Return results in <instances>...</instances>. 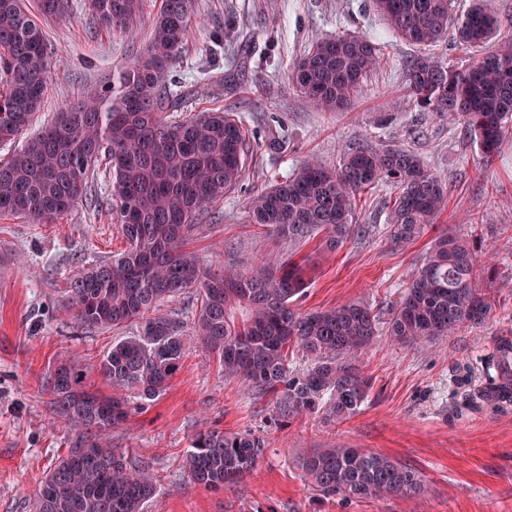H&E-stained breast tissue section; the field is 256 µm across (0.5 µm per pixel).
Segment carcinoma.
Segmentation results:
<instances>
[{
  "mask_svg": "<svg viewBox=\"0 0 512 512\" xmlns=\"http://www.w3.org/2000/svg\"><path fill=\"white\" fill-rule=\"evenodd\" d=\"M143 0H85L101 28L129 33ZM40 12L63 18L70 0H37ZM393 32L419 47L439 42L452 27L461 44L481 47L501 20L476 3L456 18L451 0H373ZM193 0H161L146 54L125 66L117 84L90 95L54 119L23 148L0 161V215L52 224L83 198L92 164L103 156L112 171L113 218L126 249L66 278L65 306L78 330L134 327L103 354L98 374L112 394L92 388L87 373L68 361L46 377L54 418L75 435L68 453L45 476L35 512H143L158 496L149 470L112 447V431L162 396L179 369L189 338L176 314L160 306L194 291L196 339L227 379L275 398L290 418L325 406L346 419L363 403L368 381L351 358L379 334L378 319L351 303L303 316L292 310L306 285L300 265L287 259L251 273L203 269L183 251L185 234L244 178L250 138L233 116L210 109L180 119L183 95L167 74L193 34ZM382 50L365 36L339 32L313 42L290 73L292 86L318 109H348ZM55 52L21 0H0V143L21 135L43 104ZM408 91L422 111L448 116L493 155L512 132V39L459 69L421 55L406 66ZM387 182L395 188L388 236L397 245L420 237L447 204V191L421 158L403 148L351 147L338 167L318 162L249 197L247 213L298 245L323 233L329 250L368 227L353 223L360 194ZM474 248L456 236L436 238L393 313L389 330L403 343L432 340L482 323L490 299L478 286ZM299 352L310 364L289 367ZM484 386L467 404L512 402V341L498 344ZM266 448L252 434L200 433L184 461L186 479L222 490L249 474ZM324 497H416L423 477L392 458L361 448H315L302 459Z\"/></svg>",
  "mask_w": 512,
  "mask_h": 512,
  "instance_id": "carcinoma-1",
  "label": "carcinoma"
}]
</instances>
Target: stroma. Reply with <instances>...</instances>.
I'll use <instances>...</instances> for the list:
<instances>
[{"instance_id": "obj_1", "label": "stroma", "mask_w": 512, "mask_h": 512, "mask_svg": "<svg viewBox=\"0 0 512 512\" xmlns=\"http://www.w3.org/2000/svg\"><path fill=\"white\" fill-rule=\"evenodd\" d=\"M160 0H145L133 32L95 29L84 0H71L62 20L39 22L56 53L44 103L25 136L0 143V160L19 150L56 113L112 84L143 54ZM197 27L171 65L167 83L181 91L209 79L208 96L187 100L184 117L221 108L247 128L250 149L241 185L193 227L184 251L202 266L223 261L244 272L293 258L307 288L293 306L310 313L362 302L381 330L354 364L369 381L352 416L326 420L322 412L279 421L271 395L225 379L213 355L189 341L167 392L112 434L114 447L145 466L160 487L146 512H512V404H465L464 390L480 388L488 356L512 340V140L482 155L461 125L423 112L409 96L405 65L428 53L469 67L475 48L446 38L421 49L390 30L372 0H193ZM337 32L366 35L383 50L379 68L363 80L345 112H323L289 81L293 63L316 39ZM416 152L448 190L435 224L412 244L398 247L386 230L393 191L363 194L355 221L368 225L336 252L321 236L301 247L249 223V197L296 174L310 160L333 168L345 147ZM98 161L82 201L53 224L0 216V512H33L37 488L66 454L71 434L50 410L43 392L53 366L70 359L86 368L102 394L100 358L128 328L74 332L62 310L66 277L125 248L110 211L112 177ZM468 239L479 287L493 299L482 324L428 342L394 341L386 330L432 240ZM468 385H461V377ZM216 429L252 433L266 442L254 470L221 491L187 481L183 461L194 435ZM315 448H361L417 470L426 491L417 498H325L301 467Z\"/></svg>"}]
</instances>
